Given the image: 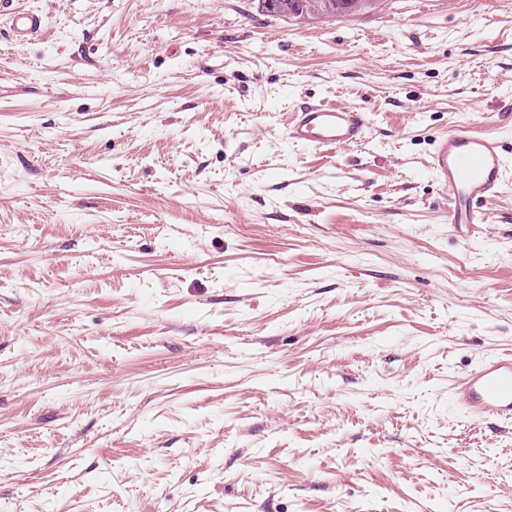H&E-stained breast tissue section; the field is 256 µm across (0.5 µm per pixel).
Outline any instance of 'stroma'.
I'll return each instance as SVG.
<instances>
[{
  "label": "stroma",
  "instance_id": "1",
  "mask_svg": "<svg viewBox=\"0 0 512 512\" xmlns=\"http://www.w3.org/2000/svg\"><path fill=\"white\" fill-rule=\"evenodd\" d=\"M303 98L367 139L290 143ZM463 128L512 156V0H0V512H512V422L448 400L512 355ZM375 0H334L336 2V8L334 9V6L331 4L324 5L323 8L320 10V12L317 13L315 16H308L307 11L311 9L314 6V3L316 1L313 0H288L285 2H288L289 5H292L296 3L298 9H304L307 11L301 12V11H295L296 13H304L302 17L299 19L302 20H319V19H327V18H336V16H346L351 14H358L367 12L371 9H373L377 1L370 2ZM283 2V0H260V6L263 10L268 11H276L280 13H293L292 10L289 9V5ZM350 2V3H348ZM377 2V3H376ZM375 4L372 6L371 4ZM295 13V14H296ZM289 17L288 14L280 15ZM45 27L46 20L41 14L17 10L10 16V32L13 41H28L40 34ZM430 172L449 192V224L473 232L485 223L482 206L511 175V163L499 138L457 131L435 141Z\"/></svg>",
  "mask_w": 512,
  "mask_h": 512
}]
</instances>
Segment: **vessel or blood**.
<instances>
[{"mask_svg": "<svg viewBox=\"0 0 512 512\" xmlns=\"http://www.w3.org/2000/svg\"><path fill=\"white\" fill-rule=\"evenodd\" d=\"M46 27L43 15L14 11L11 38L27 41ZM370 127L368 113L356 105L302 101L294 108L286 137L295 144L343 147L361 143ZM430 172L449 195V220L475 231L485 221L483 204L512 176V159L498 138L457 131L434 144ZM451 403L471 418L512 421V356L490 357L459 377Z\"/></svg>", "mask_w": 512, "mask_h": 512, "instance_id": "vessel-or-blood-1", "label": "vessel or blood"}]
</instances>
